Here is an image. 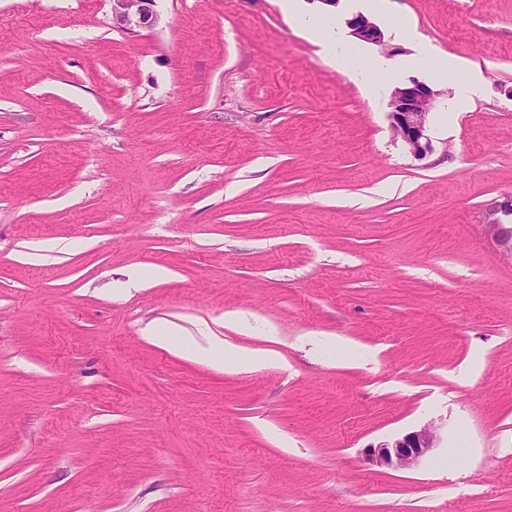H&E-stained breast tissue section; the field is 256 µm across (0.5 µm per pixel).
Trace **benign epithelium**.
<instances>
[{
    "instance_id": "7a95c632",
    "label": "benign epithelium",
    "mask_w": 512,
    "mask_h": 512,
    "mask_svg": "<svg viewBox=\"0 0 512 512\" xmlns=\"http://www.w3.org/2000/svg\"><path fill=\"white\" fill-rule=\"evenodd\" d=\"M112 22L115 27L134 34L139 29L151 28L158 22L152 6L154 0H111ZM352 35L364 42L380 43V28L363 14L348 20ZM436 91L424 82L412 80L398 84L390 92L389 119L393 135L407 147L416 159H422L432 150L428 135V115L435 102ZM488 228L496 240L512 254V228L490 224ZM439 437L435 429L424 427L378 444L373 456L381 466L410 468L430 449L437 447Z\"/></svg>"
}]
</instances>
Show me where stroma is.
<instances>
[{
    "label": "stroma",
    "instance_id": "35a3bbf8",
    "mask_svg": "<svg viewBox=\"0 0 512 512\" xmlns=\"http://www.w3.org/2000/svg\"><path fill=\"white\" fill-rule=\"evenodd\" d=\"M281 3L129 34L110 0H0V512H512V0H387L379 44L364 0ZM412 79L422 160L387 116ZM212 336L272 361L182 347ZM352 35L364 42L381 43L383 34L380 28L363 14H357L347 22ZM309 31L321 45L325 55L341 68H347L346 60L340 54L336 55V28L330 21L310 23ZM436 95L431 86L417 80L395 85L390 92V129L416 159L426 157L432 150L428 115ZM197 353L205 356L216 367H223L224 362L232 361L243 368H254L270 362L271 359L262 352L242 353L234 347L224 344V341L209 343L208 347H201L197 345ZM439 437L435 429L424 427L373 446V456L381 466L410 468L431 448H437Z\"/></svg>",
    "mask_w": 512,
    "mask_h": 512
}]
</instances>
